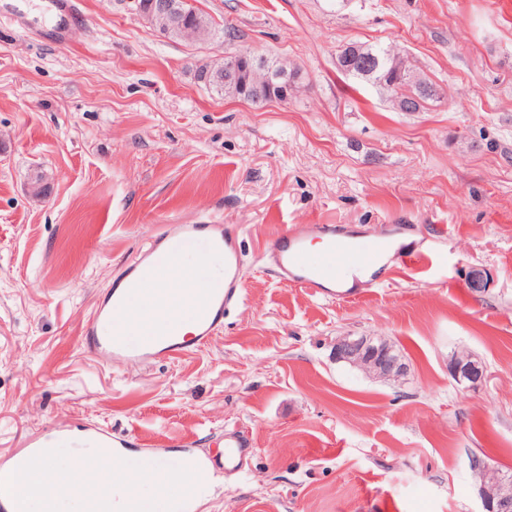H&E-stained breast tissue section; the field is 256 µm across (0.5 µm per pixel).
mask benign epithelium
<instances>
[{"label":"benign epithelium","mask_w":512,"mask_h":512,"mask_svg":"<svg viewBox=\"0 0 512 512\" xmlns=\"http://www.w3.org/2000/svg\"><path fill=\"white\" fill-rule=\"evenodd\" d=\"M125 7L137 14L159 34L174 35L180 41H209L215 29L207 22L191 19L184 8L185 0H119ZM368 47L350 44L340 50L341 61L355 59L359 67H348L364 77L370 72ZM277 74L267 64L248 58L241 60L216 59L206 62L202 80L223 85L224 96L248 100L251 94H264L272 99L288 96V84H279ZM338 362L355 367L366 375L385 381L398 382L408 375V366L395 352L387 339H374L368 336L336 337L332 346ZM449 373L459 383L472 386L484 378L483 367L469 355H456L449 362ZM482 469L488 477L480 485V497L484 512H512V475L487 464Z\"/></svg>","instance_id":"benign-epithelium-1"}]
</instances>
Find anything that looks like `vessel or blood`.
<instances>
[{"label":"vessel or blood","instance_id":"vessel-or-blood-1","mask_svg":"<svg viewBox=\"0 0 512 512\" xmlns=\"http://www.w3.org/2000/svg\"><path fill=\"white\" fill-rule=\"evenodd\" d=\"M54 16L58 35H65L72 18L71 0H46ZM326 239L328 246L319 255L307 248L309 234ZM387 249L385 242L367 239L350 242L332 224H311L306 229L289 230L269 241L267 253L276 266L282 283L314 289L319 297L352 300L360 289L348 286L347 280L357 263L377 265ZM200 264L211 263L215 273L202 276L184 293L192 300L190 319L194 330L183 334L177 318L156 322L147 332L141 331L134 312L153 302L144 284L155 271L170 267L184 257ZM239 231L232 224H170L157 232L128 263L111 293L99 301L82 329L86 349L100 362L117 365L128 361L150 364L171 360L207 345L224 326L225 309L244 295ZM74 448H121L124 440L102 429H88L73 435ZM247 439L235 432L224 435V466L238 468L248 448Z\"/></svg>","mask_w":512,"mask_h":512}]
</instances>
